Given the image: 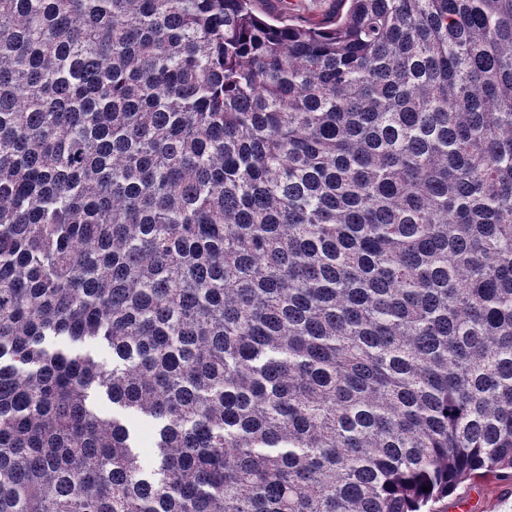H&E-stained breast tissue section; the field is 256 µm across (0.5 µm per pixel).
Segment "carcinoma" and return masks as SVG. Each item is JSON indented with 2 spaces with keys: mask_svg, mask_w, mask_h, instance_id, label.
<instances>
[{
  "mask_svg": "<svg viewBox=\"0 0 512 512\" xmlns=\"http://www.w3.org/2000/svg\"><path fill=\"white\" fill-rule=\"evenodd\" d=\"M254 2L0 0V512L512 481V0ZM260 16L296 21L321 19L336 10V0H257Z\"/></svg>",
  "mask_w": 512,
  "mask_h": 512,
  "instance_id": "cac0c4a2",
  "label": "carcinoma"
}]
</instances>
